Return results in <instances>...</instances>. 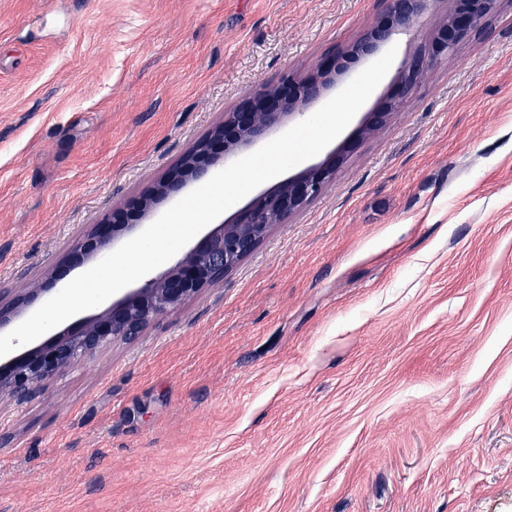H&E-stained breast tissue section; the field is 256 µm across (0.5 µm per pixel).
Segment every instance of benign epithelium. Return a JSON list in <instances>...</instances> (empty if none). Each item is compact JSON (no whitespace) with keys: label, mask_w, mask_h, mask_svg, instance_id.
Returning a JSON list of instances; mask_svg holds the SVG:
<instances>
[{"label":"benign epithelium","mask_w":512,"mask_h":512,"mask_svg":"<svg viewBox=\"0 0 512 512\" xmlns=\"http://www.w3.org/2000/svg\"><path fill=\"white\" fill-rule=\"evenodd\" d=\"M384 9L349 47L323 54L306 76H286L263 85L246 97L191 145L177 164L141 194L89 225L70 249L69 260L82 265L103 254L122 232L132 233L154 217L161 206L180 199L189 188L206 183L213 174L242 158L254 144L284 127L294 117H309L346 78L353 64L376 56L399 30L427 22L433 0H383ZM500 0H451L448 13L429 26L420 49L401 63L381 101L366 112L353 134L322 161L288 177L256 196L229 223L204 234L172 267L142 281L112 302L105 311L53 334L46 341L0 361V400L27 402L47 384L87 355L115 340L132 342L153 322L209 288L247 257L270 228L283 223L322 195L346 157L367 136L382 129L406 102L434 65L448 60L458 45L486 29ZM59 279L48 274L27 292L11 296L0 289V330L18 318L32 301L57 290Z\"/></svg>","instance_id":"benign-epithelium-1"}]
</instances>
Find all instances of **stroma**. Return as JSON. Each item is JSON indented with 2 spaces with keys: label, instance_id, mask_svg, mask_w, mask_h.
<instances>
[{
  "label": "stroma",
  "instance_id": "35a3bbf8",
  "mask_svg": "<svg viewBox=\"0 0 512 512\" xmlns=\"http://www.w3.org/2000/svg\"><path fill=\"white\" fill-rule=\"evenodd\" d=\"M381 0H0V288ZM0 512H512V0L208 289L0 402Z\"/></svg>",
  "mask_w": 512,
  "mask_h": 512
}]
</instances>
